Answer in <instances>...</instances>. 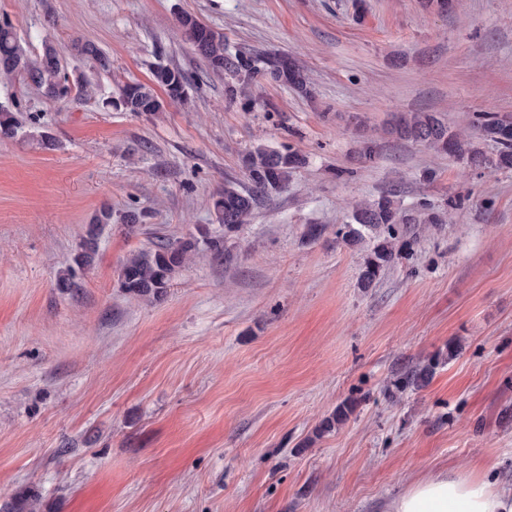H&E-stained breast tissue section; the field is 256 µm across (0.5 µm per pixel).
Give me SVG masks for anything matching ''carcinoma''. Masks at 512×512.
<instances>
[{"label": "carcinoma", "mask_w": 512, "mask_h": 512, "mask_svg": "<svg viewBox=\"0 0 512 512\" xmlns=\"http://www.w3.org/2000/svg\"><path fill=\"white\" fill-rule=\"evenodd\" d=\"M185 40L196 54L216 73H224L234 84L228 86L230 96H247L258 79L265 77L304 94L309 93L303 72L295 63L282 56L257 57L236 50L230 51L224 43V35L202 23L195 16L184 13L177 19ZM83 54L92 58L97 67L109 72L112 60L93 43L82 46ZM9 59L12 66L0 67V80L26 77L29 83L45 98L65 100L72 97V87L63 71L54 48L45 45L42 54L32 57L18 40L8 20L0 22V61ZM191 79L184 71L166 66L157 67L149 84L132 82L121 88L113 106L126 112L158 113L166 111L169 102L187 99ZM164 96H159L156 88ZM473 133L462 135L432 112H407L395 117L392 132L399 138L420 143L435 153L446 156L470 168L512 170V115L499 112H481L471 120ZM19 131L18 121L5 108H0V138H12ZM496 145L495 156L489 157L483 145ZM305 164V158L291 150H279L258 145L243 158L248 185L236 182L224 184V190L213 199L212 207L217 223L224 233L236 231L250 221L255 210L271 194L288 181L292 170ZM447 212L431 207L425 202L412 209H405L392 199L389 193L375 199L358 200L352 204L350 222L338 231L341 240L354 246L366 237L375 244L366 254L360 274V284L370 288L391 267L399 255L397 236L407 230L409 224H444ZM97 250L94 235L84 238L68 266L60 276L61 283L74 285L76 271L93 262ZM199 252L198 242L192 238L174 241L159 238L147 250L132 254L123 263L119 275L120 288L136 296H160L170 286L179 270ZM437 362L430 360L418 364L403 377L406 386H423L429 382ZM357 406L353 399L339 405L327 417L322 431H329L347 420ZM6 512H38L36 499L19 496L6 504Z\"/></svg>", "instance_id": "obj_1"}]
</instances>
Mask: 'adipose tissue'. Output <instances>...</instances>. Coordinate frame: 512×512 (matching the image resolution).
<instances>
[{"instance_id":"1","label":"adipose tissue","mask_w":512,"mask_h":512,"mask_svg":"<svg viewBox=\"0 0 512 512\" xmlns=\"http://www.w3.org/2000/svg\"><path fill=\"white\" fill-rule=\"evenodd\" d=\"M380 512H512V479L443 469L412 481Z\"/></svg>"}]
</instances>
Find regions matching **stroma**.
I'll use <instances>...</instances> for the list:
<instances>
[{
	"mask_svg": "<svg viewBox=\"0 0 512 512\" xmlns=\"http://www.w3.org/2000/svg\"><path fill=\"white\" fill-rule=\"evenodd\" d=\"M185 12L229 49L292 58L312 95L263 80L230 98L182 39ZM3 19L31 54L56 48L75 97L0 84L22 124L0 140V506L24 492L40 512H375L443 468L512 477V170L387 131L402 112L465 133L476 113L512 114V0H0ZM160 65L199 77L187 102L110 107ZM259 144L306 163L223 233L212 198L245 182ZM390 191L405 208L464 202L411 225L364 289L366 250L337 232L350 202ZM104 206L111 223L90 226ZM128 210L143 222L123 225ZM91 231L94 263L59 287ZM206 231L221 258L201 252L155 299L120 288L154 235ZM434 357L428 384L397 387Z\"/></svg>",
	"mask_w": 512,
	"mask_h": 512,
	"instance_id": "stroma-1",
	"label": "stroma"
}]
</instances>
